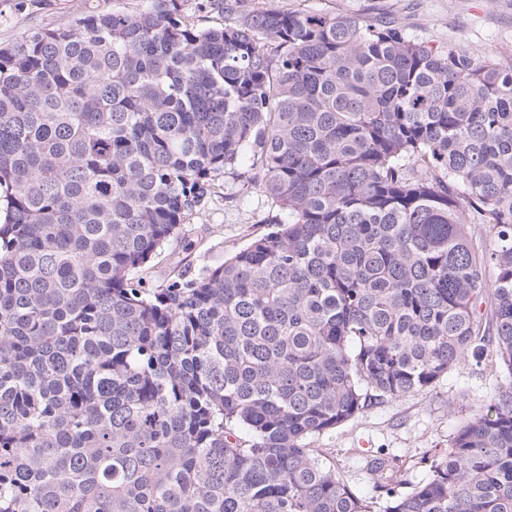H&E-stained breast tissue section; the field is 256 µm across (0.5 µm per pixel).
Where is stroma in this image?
Wrapping results in <instances>:
<instances>
[{"label": "stroma", "mask_w": 512, "mask_h": 512, "mask_svg": "<svg viewBox=\"0 0 512 512\" xmlns=\"http://www.w3.org/2000/svg\"><path fill=\"white\" fill-rule=\"evenodd\" d=\"M99 0H29L22 11L0 5V42L28 29L65 22L71 14L97 8ZM245 10L269 8L320 11L400 22L407 33L431 46L454 44L476 56L492 55L512 67V0H241ZM249 163L219 176L200 214L154 261L153 282L198 275L220 265L249 240L271 231L278 211L252 181ZM503 382L492 349L443 376L433 387L367 409L319 439L317 446L359 495L372 496L366 458L389 452L409 462V482L429 475L435 454L447 448L460 424L488 404Z\"/></svg>", "instance_id": "obj_1"}]
</instances>
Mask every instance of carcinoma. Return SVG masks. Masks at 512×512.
Returning <instances> with one entry per match:
<instances>
[{"label": "carcinoma", "mask_w": 512, "mask_h": 512, "mask_svg": "<svg viewBox=\"0 0 512 512\" xmlns=\"http://www.w3.org/2000/svg\"><path fill=\"white\" fill-rule=\"evenodd\" d=\"M200 6L0 45V512H512V69ZM249 153L274 229L151 284ZM488 343L506 382L429 479L376 457L360 496L312 448ZM177 1L181 15L198 28L220 25L224 21V18L221 14L216 12H209L207 10H200L198 7L199 0Z\"/></svg>", "instance_id": "1"}]
</instances>
